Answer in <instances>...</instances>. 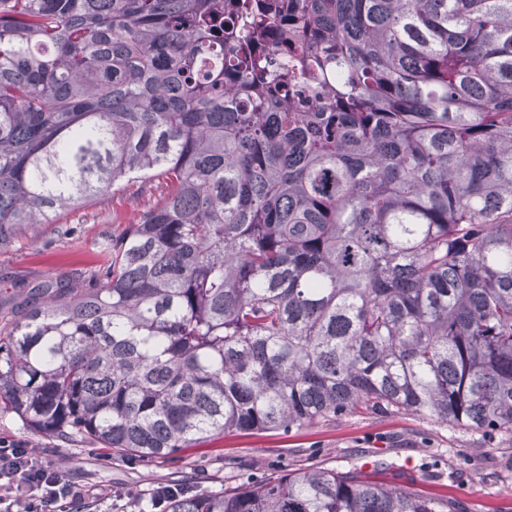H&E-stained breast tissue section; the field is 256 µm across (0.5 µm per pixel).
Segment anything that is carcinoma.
Listing matches in <instances>:
<instances>
[{"mask_svg":"<svg viewBox=\"0 0 512 512\" xmlns=\"http://www.w3.org/2000/svg\"><path fill=\"white\" fill-rule=\"evenodd\" d=\"M0 408L142 459L410 412L512 438V0H0V248L130 183ZM297 469L166 512H454Z\"/></svg>","mask_w":512,"mask_h":512,"instance_id":"obj_1","label":"carcinoma"}]
</instances>
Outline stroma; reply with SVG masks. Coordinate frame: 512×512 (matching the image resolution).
Masks as SVG:
<instances>
[{"label":"stroma","instance_id":"1","mask_svg":"<svg viewBox=\"0 0 512 512\" xmlns=\"http://www.w3.org/2000/svg\"><path fill=\"white\" fill-rule=\"evenodd\" d=\"M132 184L95 207L61 212L0 250V327L19 317L43 287L78 283L104 263L106 246L148 195ZM75 233L60 236L61 225ZM0 438L21 440L36 456L88 492L82 512H139L154 488L178 478L194 493L253 482L299 468L361 467L391 485L442 488L463 512H512V441L409 414L346 415L276 432L218 436L175 457L133 461L100 445L67 443L29 430L0 410Z\"/></svg>","mask_w":512,"mask_h":512}]
</instances>
